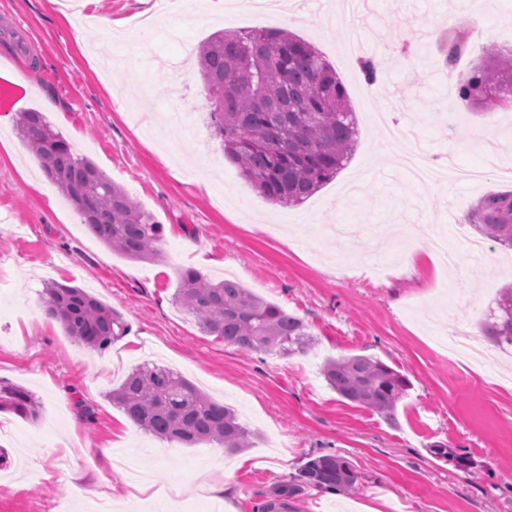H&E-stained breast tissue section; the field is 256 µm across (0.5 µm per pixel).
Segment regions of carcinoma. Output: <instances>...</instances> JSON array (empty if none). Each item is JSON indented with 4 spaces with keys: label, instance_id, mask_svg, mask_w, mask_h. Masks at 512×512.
<instances>
[{
    "label": "carcinoma",
    "instance_id": "cac0c4a2",
    "mask_svg": "<svg viewBox=\"0 0 512 512\" xmlns=\"http://www.w3.org/2000/svg\"><path fill=\"white\" fill-rule=\"evenodd\" d=\"M439 42L437 64L445 69L469 50L464 32ZM483 54L487 64L448 92L453 99L493 105L494 97L512 92V55L492 47ZM197 56L224 158L271 203L301 204L345 166L356 143L355 113L336 71L309 43L273 28L219 31L199 45ZM16 126L47 178L100 242L131 260L160 259V225L91 160L76 155L43 113L20 112ZM475 219L482 235L512 248V192L485 195ZM173 301L204 333L243 351L290 355L312 342L300 318L234 280L211 281L194 268L179 270ZM43 302L66 335L94 351L107 350L127 331L118 311L82 288L47 283ZM483 332L499 346H512V286L502 289ZM321 372L340 397L396 423L409 381L393 368L352 355L328 359ZM108 397L133 424L169 443L216 444L228 453L250 447L253 433L230 408L167 366H136ZM0 411L34 419L39 403L24 388L0 383ZM299 480L347 492L358 474L345 458L326 454L308 460Z\"/></svg>",
    "mask_w": 512,
    "mask_h": 512
}]
</instances>
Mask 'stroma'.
<instances>
[{
    "label": "stroma",
    "instance_id": "1",
    "mask_svg": "<svg viewBox=\"0 0 512 512\" xmlns=\"http://www.w3.org/2000/svg\"><path fill=\"white\" fill-rule=\"evenodd\" d=\"M155 0H0V383L41 403L30 420L0 411V512H512V348L482 326L512 283V250L471 248L460 226L479 200L512 192V104L443 113L448 90L482 49L512 52V0H370L346 17L339 0H288L292 34L335 69L358 125L354 152L306 202L267 201L229 163L207 124L211 103L187 51L216 31L268 24L249 9L228 18L208 0L157 13ZM111 20L104 43L92 19ZM369 27L365 83L343 46ZM465 27L473 48L455 70L437 65L440 33ZM184 94L181 118L169 108ZM57 111H48L45 98ZM37 110L162 226V260L135 262L94 238L18 136L14 114ZM410 130L423 160L482 167L497 150L505 175L411 184L386 148L375 112ZM444 231L457 264L408 263ZM229 278L303 320L306 352H245L201 331L173 301L179 269ZM77 286L119 311L128 332L103 353L66 336L45 313L44 282ZM469 324L485 360L453 352ZM381 359L410 382L397 422L341 398L321 374L327 358ZM154 361L235 410L253 431L236 454L145 434L107 399L132 368ZM444 445L470 466L437 456ZM111 449L104 459L102 449ZM350 460L356 489L298 484L310 459ZM161 476L132 495L114 458ZM223 483V500L203 487Z\"/></svg>",
    "mask_w": 512,
    "mask_h": 512
}]
</instances>
